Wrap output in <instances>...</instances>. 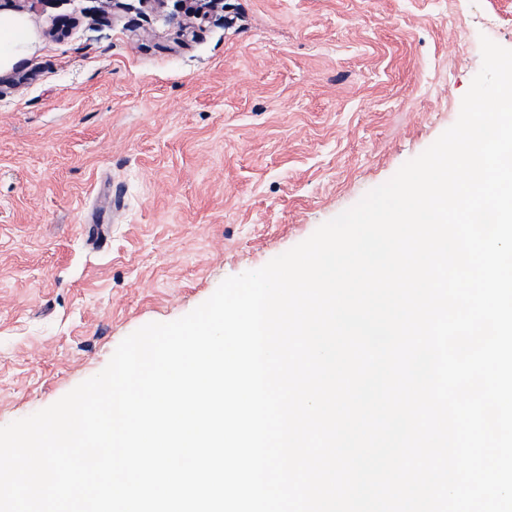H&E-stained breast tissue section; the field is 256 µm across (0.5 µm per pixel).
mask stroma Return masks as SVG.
I'll use <instances>...</instances> for the list:
<instances>
[{"mask_svg":"<svg viewBox=\"0 0 512 512\" xmlns=\"http://www.w3.org/2000/svg\"><path fill=\"white\" fill-rule=\"evenodd\" d=\"M123 2L46 0L0 75V425L388 181L512 49V0Z\"/></svg>","mask_w":512,"mask_h":512,"instance_id":"obj_1","label":"stroma"}]
</instances>
